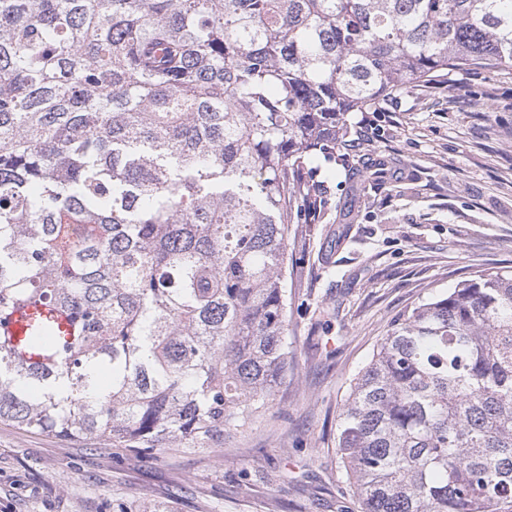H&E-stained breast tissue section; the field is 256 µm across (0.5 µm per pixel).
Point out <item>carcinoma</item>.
I'll return each instance as SVG.
<instances>
[{
  "label": "carcinoma",
  "mask_w": 512,
  "mask_h": 512,
  "mask_svg": "<svg viewBox=\"0 0 512 512\" xmlns=\"http://www.w3.org/2000/svg\"><path fill=\"white\" fill-rule=\"evenodd\" d=\"M506 66L512 0H0V422L138 454L246 422L288 370L307 164ZM337 450L364 512H512V272L393 321Z\"/></svg>",
  "instance_id": "1"
}]
</instances>
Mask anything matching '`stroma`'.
Masks as SVG:
<instances>
[{"instance_id":"1","label":"stroma","mask_w":512,"mask_h":512,"mask_svg":"<svg viewBox=\"0 0 512 512\" xmlns=\"http://www.w3.org/2000/svg\"><path fill=\"white\" fill-rule=\"evenodd\" d=\"M344 141L304 177L320 211L289 227L288 372L261 416L151 459L0 423V512H360L336 449L353 379L405 310L512 270V68L398 93L352 113Z\"/></svg>"}]
</instances>
